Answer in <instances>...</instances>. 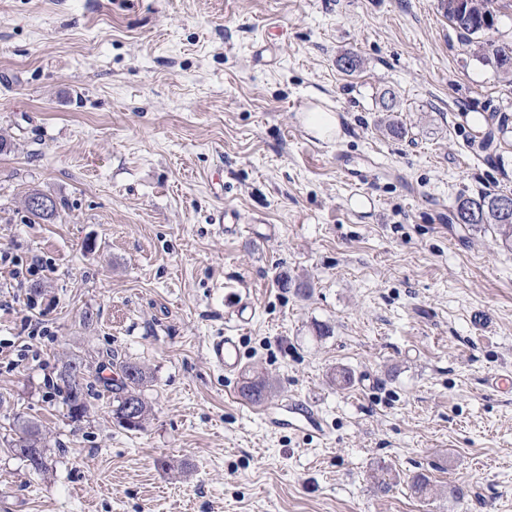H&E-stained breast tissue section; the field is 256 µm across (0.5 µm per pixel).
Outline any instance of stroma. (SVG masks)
<instances>
[{"mask_svg": "<svg viewBox=\"0 0 512 512\" xmlns=\"http://www.w3.org/2000/svg\"><path fill=\"white\" fill-rule=\"evenodd\" d=\"M482 42L438 0H0V512H512V391L486 386L512 373V250L451 221L512 193ZM228 330L237 375L207 356ZM71 358L144 365L143 429L106 390L68 418ZM291 398L327 438L270 421ZM20 417L45 475L10 450ZM308 123L309 128L315 131L321 137L331 136L338 131L339 120L331 112H313ZM40 195L42 197H33L34 195ZM32 198L31 200V204H30V199ZM47 198L51 204V207L48 209V210H37V209H34L33 207L35 208H48L50 206L49 202ZM25 208L27 210V212L33 216L34 218H37V219H40V220H43V221H48V220H51V218L55 215L56 211H57V208H56V203L55 201L44 195V194H41V193H38V192H35V193H31L29 194L26 198H25ZM33 207H32V206Z\"/></svg>", "mask_w": 512, "mask_h": 512, "instance_id": "1", "label": "stroma"}]
</instances>
